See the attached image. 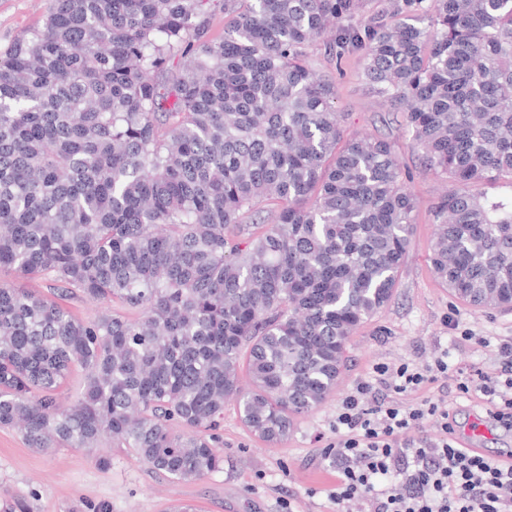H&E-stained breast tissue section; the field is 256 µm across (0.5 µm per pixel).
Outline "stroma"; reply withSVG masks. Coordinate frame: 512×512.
I'll use <instances>...</instances> for the list:
<instances>
[{
  "instance_id": "35a3bbf8",
  "label": "stroma",
  "mask_w": 512,
  "mask_h": 512,
  "mask_svg": "<svg viewBox=\"0 0 512 512\" xmlns=\"http://www.w3.org/2000/svg\"><path fill=\"white\" fill-rule=\"evenodd\" d=\"M51 4L0 0V51L42 27ZM433 14V0L418 5L408 0L397 15L389 11L388 0H361L357 20L426 27ZM305 54L318 75L334 82L335 107L347 132L393 143L414 199V231L393 298L354 333L334 394L299 418L288 438L275 445L251 436L234 406H226L220 427L224 468L189 482L156 475L121 448L110 449L112 465L104 469L88 450L36 451L17 430L0 428V499H23L30 512H169L174 504L193 506L196 512H336L331 499L336 469L324 458L323 448L334 437L331 426L342 399L358 383L373 380L376 365L427 367L441 356L448 359V377L402 394L380 383L378 397L407 404L437 402L454 413L457 439H473L475 447L491 455L512 452V431L486 413L478 396L456 391L457 369L497 372L494 345L512 336V310L472 308L436 279L429 256L434 211L446 181L413 149L403 112L391 107L367 79L363 47L340 48L325 36L306 46ZM465 330L472 332V341L461 340ZM480 336L489 339V346L477 344Z\"/></svg>"
}]
</instances>
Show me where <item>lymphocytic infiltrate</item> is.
<instances>
[{"instance_id": "obj_1", "label": "lymphocytic infiltrate", "mask_w": 512, "mask_h": 512, "mask_svg": "<svg viewBox=\"0 0 512 512\" xmlns=\"http://www.w3.org/2000/svg\"><path fill=\"white\" fill-rule=\"evenodd\" d=\"M501 365L490 375L473 369L460 375L461 393L477 392L489 415L512 430V338L500 340ZM448 371L406 365L377 367L381 383L402 393L419 389L432 373ZM438 417L442 436L416 446L410 434L425 416ZM336 439L323 454L336 467V504L360 501L365 512H512V465L462 447L449 410L423 401L401 405L376 398L369 382L358 383L336 413Z\"/></svg>"}]
</instances>
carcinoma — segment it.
<instances>
[{
    "label": "carcinoma",
    "mask_w": 512,
    "mask_h": 512,
    "mask_svg": "<svg viewBox=\"0 0 512 512\" xmlns=\"http://www.w3.org/2000/svg\"><path fill=\"white\" fill-rule=\"evenodd\" d=\"M208 2L53 0L0 53V271L56 295L0 283V427L39 451L110 441L173 481L222 468L229 402L261 440L288 437L404 266L393 147L346 133L305 59L328 28L364 45L367 79L451 184L435 276L512 309V209L472 191L512 179V0H434L431 31L355 25V0H224L220 39ZM74 295L106 309L80 320ZM0 282L15 288H28L50 296L49 282L43 278H19L13 272L3 270L0 272Z\"/></svg>",
    "instance_id": "cac0c4a2"
}]
</instances>
